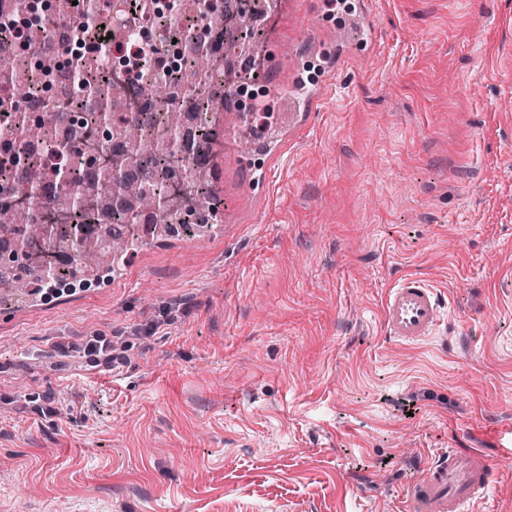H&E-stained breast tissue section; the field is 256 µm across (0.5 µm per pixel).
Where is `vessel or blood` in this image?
Instances as JSON below:
<instances>
[{
	"label": "vessel or blood",
	"instance_id": "b4317fda",
	"mask_svg": "<svg viewBox=\"0 0 512 512\" xmlns=\"http://www.w3.org/2000/svg\"><path fill=\"white\" fill-rule=\"evenodd\" d=\"M446 304L428 281L404 276L385 294L382 326L399 346H413L434 336ZM495 477L490 457L473 448H452L435 456L411 487L408 512H474Z\"/></svg>",
	"mask_w": 512,
	"mask_h": 512
}]
</instances>
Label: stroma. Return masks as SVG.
<instances>
[{
  "mask_svg": "<svg viewBox=\"0 0 512 512\" xmlns=\"http://www.w3.org/2000/svg\"><path fill=\"white\" fill-rule=\"evenodd\" d=\"M261 80L269 200L225 150L213 236L155 239L122 278L0 304V512H402L448 448L489 453L512 512V0H370L374 27L285 0ZM333 67L296 136L301 63ZM447 316L383 334L400 276ZM168 314L164 335L142 337ZM114 338L115 367L55 342Z\"/></svg>",
  "mask_w": 512,
  "mask_h": 512,
  "instance_id": "35a3bbf8",
  "label": "stroma"
}]
</instances>
